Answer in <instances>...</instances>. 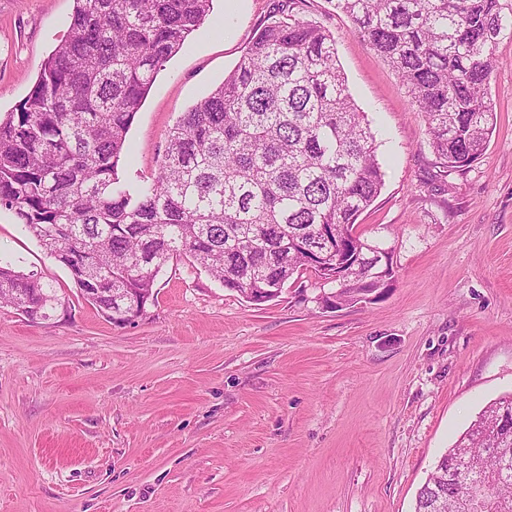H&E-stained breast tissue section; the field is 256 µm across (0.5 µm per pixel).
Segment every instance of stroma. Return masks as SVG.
Instances as JSON below:
<instances>
[{"label": "stroma", "instance_id": "35a3bbf8", "mask_svg": "<svg viewBox=\"0 0 512 512\" xmlns=\"http://www.w3.org/2000/svg\"><path fill=\"white\" fill-rule=\"evenodd\" d=\"M277 0H213L127 135L122 183L156 175L182 112L236 67ZM336 0L294 15L336 38L384 185L357 234L393 251L371 304L323 307L310 275L255 304L186 256L134 322L108 321L0 210V262L66 312L0 306V512H414L438 458L512 393V40L490 84L484 156L447 174L407 89ZM73 0H0V115L65 39Z\"/></svg>", "mask_w": 512, "mask_h": 512}]
</instances>
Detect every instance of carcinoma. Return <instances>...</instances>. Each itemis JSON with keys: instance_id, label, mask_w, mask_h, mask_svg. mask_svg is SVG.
Here are the masks:
<instances>
[{"instance_id": "1", "label": "carcinoma", "mask_w": 512, "mask_h": 512, "mask_svg": "<svg viewBox=\"0 0 512 512\" xmlns=\"http://www.w3.org/2000/svg\"><path fill=\"white\" fill-rule=\"evenodd\" d=\"M67 36L29 94L0 119V210L15 214L117 322L129 289L154 286L185 255L225 288L278 298L294 275L336 284L342 245L354 289L382 298L394 276L384 244L356 235L383 186L374 136L338 61L336 38L294 18L292 0L252 38L236 68L170 129L157 176L120 185L131 125L158 72L208 16L212 0H74ZM407 88L429 146L450 172L483 156L496 126L494 50L512 39V0H336ZM50 318L61 298L35 273L0 265V303ZM483 486L489 512H512V395L490 403L443 453L414 512H462L448 456Z\"/></svg>"}]
</instances>
